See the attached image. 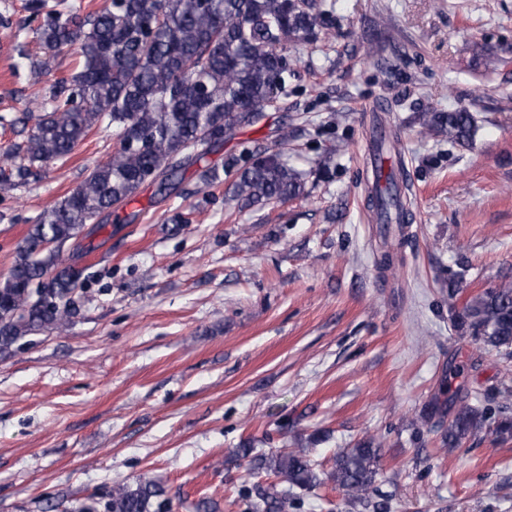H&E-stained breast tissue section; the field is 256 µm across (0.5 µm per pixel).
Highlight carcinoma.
Instances as JSON below:
<instances>
[{"label":"carcinoma","mask_w":512,"mask_h":512,"mask_svg":"<svg viewBox=\"0 0 512 512\" xmlns=\"http://www.w3.org/2000/svg\"><path fill=\"white\" fill-rule=\"evenodd\" d=\"M40 19L37 38L50 57L78 45V65L51 88L50 110L23 113L34 121L28 135L5 152L0 189L26 186L49 163H65L90 132L112 130L117 147L90 169L71 192L45 208L31 225L8 275L0 278V351L36 330L64 325L74 315L72 295L84 269L64 255L88 224H99L128 205L140 187L151 185L166 198L181 190L186 173L198 174L199 190L221 182L220 171L237 168L227 201L246 207L285 202L304 192L302 173L288 163V133L277 148L251 152L218 167L200 165L210 147L255 126L263 111L288 96L296 77L284 49L312 35L326 11L317 0H111L108 7L79 17L73 7L47 8L31 0ZM425 127L455 142L474 135L470 113L426 112ZM399 174L375 175L369 202L377 220L399 234L411 220ZM454 327L483 347L512 355V282L489 288L465 303ZM427 416L436 417L442 444L452 450L466 439H512V410L465 388L434 396ZM236 457L271 481L254 485L248 512H286L288 492L331 482L353 503L390 512L389 501H372L379 476V444L366 438L336 453L333 468L317 469L308 449L257 452L242 443ZM165 490L143 475L117 483L104 512H161Z\"/></svg>","instance_id":"obj_1"}]
</instances>
